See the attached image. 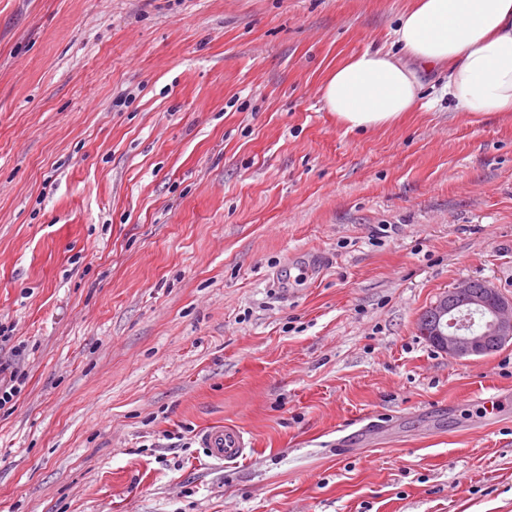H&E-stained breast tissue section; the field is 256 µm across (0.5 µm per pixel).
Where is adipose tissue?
I'll return each instance as SVG.
<instances>
[{"instance_id": "adipose-tissue-1", "label": "adipose tissue", "mask_w": 512, "mask_h": 512, "mask_svg": "<svg viewBox=\"0 0 512 512\" xmlns=\"http://www.w3.org/2000/svg\"><path fill=\"white\" fill-rule=\"evenodd\" d=\"M390 50H367L328 76L327 111L347 130L395 124L423 97V73L444 68V92L475 117L512 112V0H416Z\"/></svg>"}]
</instances>
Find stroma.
Returning <instances> with one entry per match:
<instances>
[{
    "instance_id": "1",
    "label": "stroma",
    "mask_w": 512,
    "mask_h": 512,
    "mask_svg": "<svg viewBox=\"0 0 512 512\" xmlns=\"http://www.w3.org/2000/svg\"><path fill=\"white\" fill-rule=\"evenodd\" d=\"M411 3L0 0V512H512V344L418 330L512 297V112L321 100ZM464 313L483 315L487 330L483 334L466 331ZM421 325L426 338L450 358L487 355L490 342L512 341V299L486 282L478 287L473 281L460 280L424 312ZM25 375L15 362H0V410L8 404L12 405L14 398L21 392ZM199 445L205 455L217 464L245 460L252 452L251 444L244 433L234 426L216 427L202 433Z\"/></svg>"
}]
</instances>
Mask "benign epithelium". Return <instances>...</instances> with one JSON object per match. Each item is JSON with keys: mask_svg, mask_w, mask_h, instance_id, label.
<instances>
[{"mask_svg": "<svg viewBox=\"0 0 512 512\" xmlns=\"http://www.w3.org/2000/svg\"><path fill=\"white\" fill-rule=\"evenodd\" d=\"M478 313L487 321L482 334L464 329L462 314ZM421 325L428 340L453 359L487 354L489 343L512 341V299L499 289L470 280H460L441 293L422 315Z\"/></svg>", "mask_w": 512, "mask_h": 512, "instance_id": "benign-epithelium-1", "label": "benign epithelium"}]
</instances>
